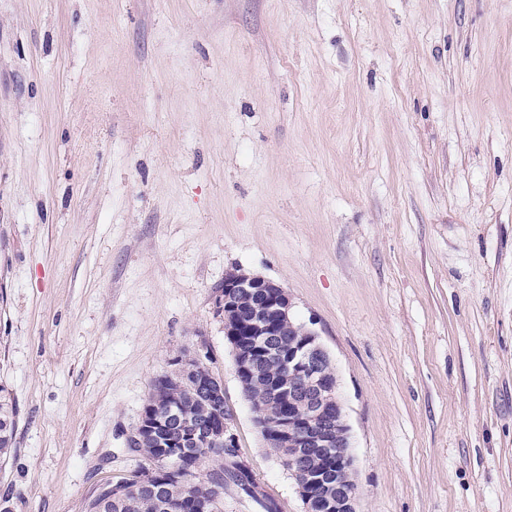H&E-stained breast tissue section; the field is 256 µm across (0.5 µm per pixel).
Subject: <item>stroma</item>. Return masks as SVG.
<instances>
[{
    "label": "stroma",
    "instance_id": "obj_1",
    "mask_svg": "<svg viewBox=\"0 0 512 512\" xmlns=\"http://www.w3.org/2000/svg\"><path fill=\"white\" fill-rule=\"evenodd\" d=\"M285 288L359 512H512V0H0L10 512H86L200 351L277 512L213 298ZM152 404H153V402H152L151 398L148 396L146 403L143 407V417H146L145 421H151L153 419L151 416L156 414V410L151 409ZM164 422H165V420L162 418L154 419L151 422H146V423H144L142 420H140V422L135 426V428L128 435L127 445L131 446L133 444V442L139 441L142 431L143 432L152 431V435H155L156 430L159 427L164 426Z\"/></svg>",
    "mask_w": 512,
    "mask_h": 512
}]
</instances>
